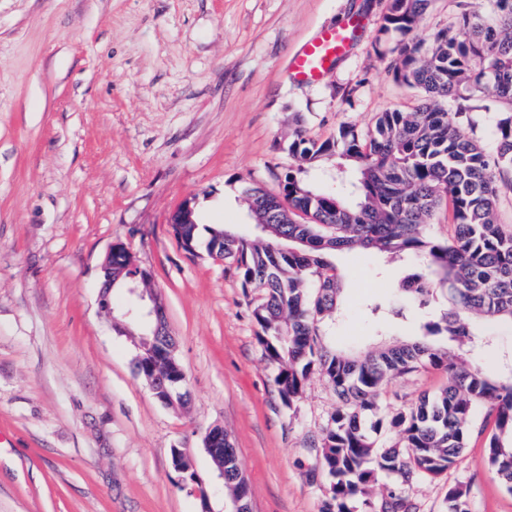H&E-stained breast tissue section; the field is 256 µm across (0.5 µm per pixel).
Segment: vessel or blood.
I'll return each mask as SVG.
<instances>
[{"label": "vessel or blood", "mask_w": 512, "mask_h": 512, "mask_svg": "<svg viewBox=\"0 0 512 512\" xmlns=\"http://www.w3.org/2000/svg\"><path fill=\"white\" fill-rule=\"evenodd\" d=\"M359 23L347 17L324 30L290 64L293 81L300 84L320 82L325 73L344 59L358 33Z\"/></svg>", "instance_id": "obj_1"}]
</instances>
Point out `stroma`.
I'll return each instance as SVG.
<instances>
[{"instance_id":"1","label":"stroma","mask_w":512,"mask_h":512,"mask_svg":"<svg viewBox=\"0 0 512 512\" xmlns=\"http://www.w3.org/2000/svg\"><path fill=\"white\" fill-rule=\"evenodd\" d=\"M431 0L415 37L458 25L461 2ZM385 0H0V512H200L171 465L190 449L212 512H231L203 438L221 426L251 512H323L318 445L337 408L320 374L285 406L235 269L187 253L170 222L192 201L203 224L247 221L241 189L279 193L296 132L366 133L410 112L416 89L389 70ZM362 24L350 55L315 85L291 57L344 16ZM151 271L178 346L187 409L159 402L130 338L97 304L109 248ZM340 335L372 343L366 306L390 302L405 262L343 253ZM431 367L391 382L385 413L446 385ZM473 435L447 472L407 487L411 512H512Z\"/></svg>"}]
</instances>
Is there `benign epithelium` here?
<instances>
[{"label":"benign epithelium","instance_id":"7a95c632","mask_svg":"<svg viewBox=\"0 0 512 512\" xmlns=\"http://www.w3.org/2000/svg\"><path fill=\"white\" fill-rule=\"evenodd\" d=\"M194 207L190 200L184 201L171 215V224H192ZM121 268L125 274L124 284L126 291L137 297L139 301V317L150 323L149 335L153 341L137 345V360L156 359L160 356L172 355L176 351V342L170 338L167 327L165 305L153 288H142L140 284L153 280L151 272L140 267L132 251L122 244L110 247L102 264V286L98 295V305L102 312L111 318L113 330L122 336H133L135 332L126 322L129 314L123 318L113 317L112 290L119 282L113 275V269ZM205 448L219 469H224V429L219 426L209 428L203 438ZM172 464L175 470L185 475V480L192 484V492L200 500L201 512H209L208 502L210 493L196 475L194 459L189 457L183 449H171Z\"/></svg>","mask_w":512,"mask_h":512}]
</instances>
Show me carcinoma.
<instances>
[{"label": "carcinoma", "mask_w": 512, "mask_h": 512, "mask_svg": "<svg viewBox=\"0 0 512 512\" xmlns=\"http://www.w3.org/2000/svg\"><path fill=\"white\" fill-rule=\"evenodd\" d=\"M430 0H387L380 33H398L389 70L423 92L413 112H381L362 135L352 127L323 140L301 134L289 144L296 165L281 181L287 205L258 187L242 189L251 218L267 227L259 237L223 225L177 224L178 235L204 244L234 266L242 286L259 289L252 316L284 405L300 397L316 371L340 406L321 439L330 479L324 512H376L372 488L393 476L402 485L434 478L455 463L474 432L477 407L494 432L487 442L490 472L512 491V373L494 374L471 358L490 329L512 326V225L497 222L500 185L512 187V0H493L489 15L463 12L455 31L438 32L428 48L410 38ZM484 94L495 114V149L465 137L462 111L445 102ZM334 171L342 188L319 187L311 172ZM448 203L453 234L429 237L424 227ZM307 222L296 220L298 216ZM370 250L416 260L399 284L401 304L385 309L407 319L411 307L437 297L446 308L419 325L418 337L366 352L332 346L319 323L335 322L342 281L333 258ZM443 336L440 347L435 337ZM440 367L448 383L384 420L377 402L392 380ZM398 441L379 443L383 426ZM224 492L236 512H249L247 481L224 436ZM382 512H408L389 490ZM448 512H469L466 492L448 490Z\"/></svg>", "instance_id": "obj_1"}]
</instances>
